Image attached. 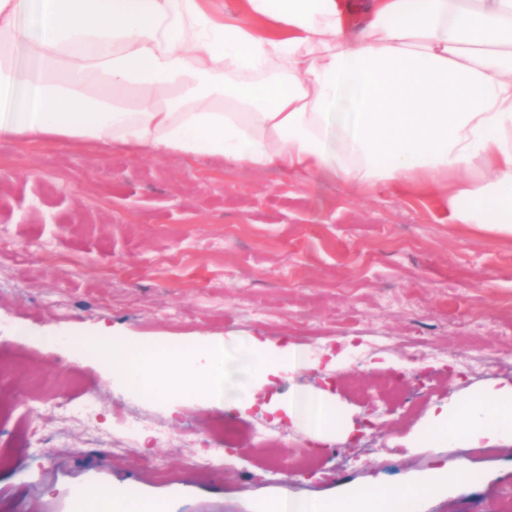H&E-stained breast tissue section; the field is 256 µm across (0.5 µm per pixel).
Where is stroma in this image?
I'll return each instance as SVG.
<instances>
[{
  "label": "stroma",
  "instance_id": "1",
  "mask_svg": "<svg viewBox=\"0 0 512 512\" xmlns=\"http://www.w3.org/2000/svg\"><path fill=\"white\" fill-rule=\"evenodd\" d=\"M102 324L118 344L257 336L315 358L344 353L339 370L287 373L255 392L330 393L343 428L312 451L289 421L191 399L172 409L45 343ZM492 383L512 386V237L449 223L445 201L0 136V390L16 396L0 412V512H75L89 485L166 512H260L439 470L463 476L419 512H512V443L407 445L432 406ZM116 409L152 425L135 453L162 476L113 448ZM224 423L232 446L196 451L213 472L187 470L175 435Z\"/></svg>",
  "mask_w": 512,
  "mask_h": 512
}]
</instances>
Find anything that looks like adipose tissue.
I'll return each instance as SVG.
<instances>
[{
    "mask_svg": "<svg viewBox=\"0 0 512 512\" xmlns=\"http://www.w3.org/2000/svg\"><path fill=\"white\" fill-rule=\"evenodd\" d=\"M0 0V134L272 166L359 190L445 196L448 219L512 236V0ZM25 40L31 63L13 47ZM270 414L322 439L336 406ZM512 442V388L430 411L414 446ZM435 476L265 512H416Z\"/></svg>",
    "mask_w": 512,
    "mask_h": 512,
    "instance_id": "ef3b65f1",
    "label": "adipose tissue"
}]
</instances>
